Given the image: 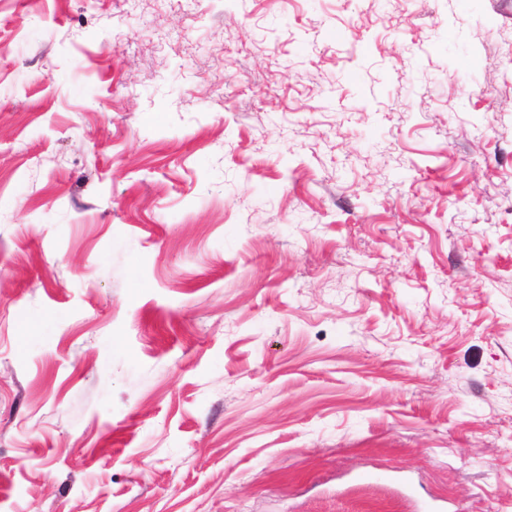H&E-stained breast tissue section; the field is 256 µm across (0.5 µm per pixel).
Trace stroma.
<instances>
[{
	"label": "stroma",
	"instance_id": "obj_1",
	"mask_svg": "<svg viewBox=\"0 0 512 512\" xmlns=\"http://www.w3.org/2000/svg\"><path fill=\"white\" fill-rule=\"evenodd\" d=\"M0 512H512V0H0Z\"/></svg>",
	"mask_w": 512,
	"mask_h": 512
}]
</instances>
